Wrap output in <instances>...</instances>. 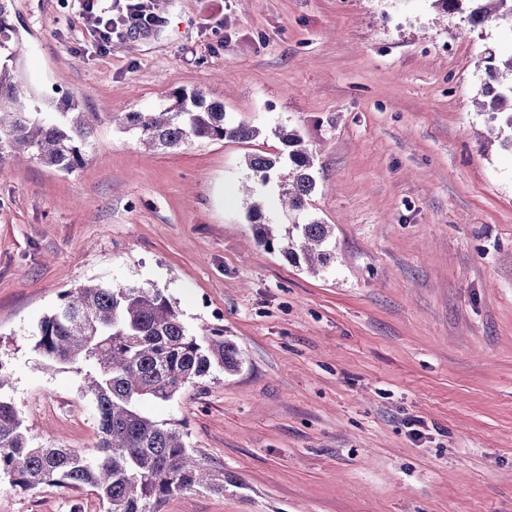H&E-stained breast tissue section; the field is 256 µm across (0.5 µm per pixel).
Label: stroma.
<instances>
[{"label":"stroma","instance_id":"1","mask_svg":"<svg viewBox=\"0 0 512 512\" xmlns=\"http://www.w3.org/2000/svg\"><path fill=\"white\" fill-rule=\"evenodd\" d=\"M21 90L96 113L82 165L0 169V396L44 447L91 448L79 375L45 371L39 321L97 281L161 289L191 332L243 357L168 402L224 491L158 512H512V152L481 150L488 53L435 0H163L100 50L76 0H12ZM260 128L153 150L113 123L174 89ZM315 152L319 273L254 244L238 188L274 130ZM0 512H104L89 491L0 483Z\"/></svg>","mask_w":512,"mask_h":512}]
</instances>
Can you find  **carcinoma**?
Wrapping results in <instances>:
<instances>
[{
    "label": "carcinoma",
    "mask_w": 512,
    "mask_h": 512,
    "mask_svg": "<svg viewBox=\"0 0 512 512\" xmlns=\"http://www.w3.org/2000/svg\"><path fill=\"white\" fill-rule=\"evenodd\" d=\"M450 14H467L472 26L503 21L512 31V0H436ZM11 0H0V167L29 156L69 171L84 160L96 115L84 112L77 97L63 98L55 112L31 110L19 89L17 62L22 42L10 23ZM486 80L481 114L498 130L500 146L512 151V53L483 60ZM122 126L154 149H172L196 140L248 143L259 128L226 120L224 103L198 91L177 90L157 112H123ZM280 154H250L251 185L262 198L275 184L288 208V223L267 218L253 202L246 218L255 242L289 263L327 267L333 228L309 210L316 191L314 154L294 130L275 129ZM34 349L44 369L74 364L85 381L97 423L92 452L33 444L13 402L0 398V480L23 490L42 484L92 491L105 512H158V505L184 492H224V471L203 464L180 428L147 416V401H170L189 384L213 371H237L240 351L224 330L192 334L171 300L158 288L138 283L95 282L61 294L58 306L37 326Z\"/></svg>",
    "instance_id": "cac0c4a2"
}]
</instances>
